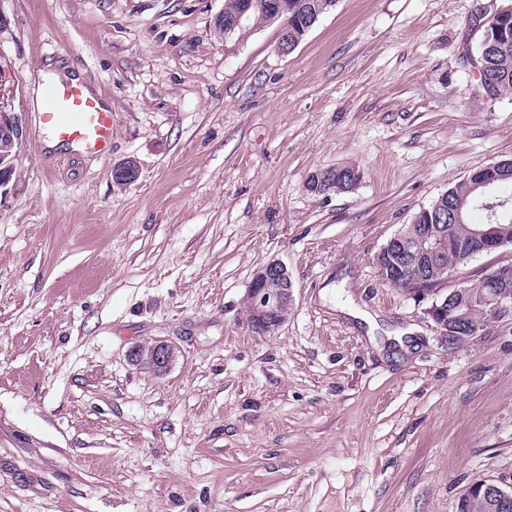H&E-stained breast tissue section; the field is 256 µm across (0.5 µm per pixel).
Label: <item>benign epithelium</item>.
<instances>
[{
	"label": "benign epithelium",
	"instance_id": "benign-epithelium-1",
	"mask_svg": "<svg viewBox=\"0 0 512 512\" xmlns=\"http://www.w3.org/2000/svg\"><path fill=\"white\" fill-rule=\"evenodd\" d=\"M254 6V0H243L240 11L232 22L224 21V14L215 17L214 26L219 35H224L235 30V27L250 15ZM269 20L279 21V49L288 54L295 44L288 40V18L285 14L293 12V17H298L300 7L288 5V0H269L265 5ZM0 125L7 129L11 145L20 144L23 138V124L21 117L15 112L5 111L0 104ZM139 174V164L135 159H129L116 166L112 171L114 182L124 186L134 181ZM307 186L320 193L336 191V177L325 171H317L311 174ZM474 240L473 250L466 259L470 260L481 253H491L501 249H512V238L506 240L497 233V225L480 224L471 230ZM445 246V232L437 224L424 226V233L415 245L412 252L413 264L418 271H426L433 268L438 262ZM408 249L403 238L394 235L376 254L375 263L377 272L388 275L390 270L399 267L406 260ZM512 282V265H504L497 268L487 276L486 284L493 288H500ZM454 302L448 303L443 299L440 303L431 307L430 316L440 334L448 337V345L454 346L467 340L463 335L465 328L458 326V322L465 318V309L471 307L466 287L461 286L452 291ZM248 314L247 320L250 326L259 333L277 329L288 317V312L293 305V284L287 269L278 262H271L256 272L247 292ZM483 308L491 316H498L503 312L512 311V301L504 300L496 295L483 298ZM175 356L173 346L165 341L155 340L135 346L131 352V361L138 366H147L157 372L165 371ZM487 493L495 494L505 507L512 506V490L507 491L492 483H475L469 488V497H478Z\"/></svg>",
	"mask_w": 512,
	"mask_h": 512
}]
</instances>
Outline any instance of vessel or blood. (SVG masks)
Masks as SVG:
<instances>
[{"label": "vessel or blood", "mask_w": 512, "mask_h": 512, "mask_svg": "<svg viewBox=\"0 0 512 512\" xmlns=\"http://www.w3.org/2000/svg\"><path fill=\"white\" fill-rule=\"evenodd\" d=\"M38 124L60 141L101 156L112 141L111 111L79 83L49 86L43 94Z\"/></svg>", "instance_id": "1"}]
</instances>
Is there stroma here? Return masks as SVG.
Segmentation results:
<instances>
[{
	"label": "stroma",
	"mask_w": 512,
	"mask_h": 512,
	"mask_svg": "<svg viewBox=\"0 0 512 512\" xmlns=\"http://www.w3.org/2000/svg\"><path fill=\"white\" fill-rule=\"evenodd\" d=\"M512 0H338L299 46L224 0H0V102L22 118L0 195V512H458L512 485V313L449 347L374 257L471 170L512 157V91L468 61ZM114 116L105 155L50 149L39 71ZM139 162L116 186L112 169ZM359 180L315 195L342 164ZM292 279L274 332L254 274ZM175 348L166 371L132 347ZM339 168L343 170L338 174L336 173V177L332 173L325 172L327 170L314 172L309 176L307 186L313 190V192H320L323 194L330 192L343 193L352 191L357 185L359 176L357 177L358 180L355 181L356 177H351V175L355 174L357 170L355 167L350 165H342L339 166ZM309 188L308 191H310ZM250 326L258 333L274 331L288 317L293 305V284L287 269L278 262L256 272L247 292Z\"/></svg>",
	"instance_id": "35a3bbf8"
}]
</instances>
